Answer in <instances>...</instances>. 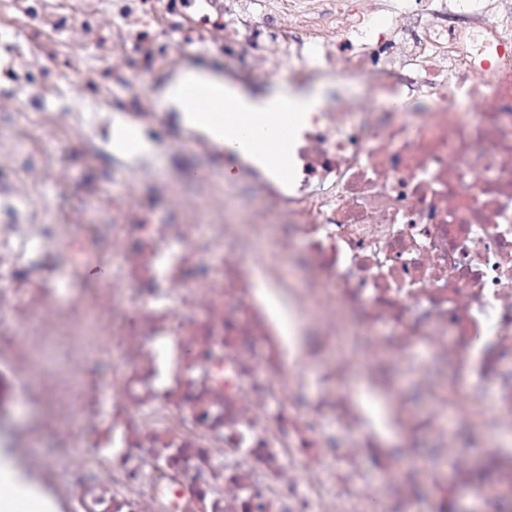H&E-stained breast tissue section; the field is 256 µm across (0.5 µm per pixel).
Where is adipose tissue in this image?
<instances>
[{
  "label": "adipose tissue",
  "mask_w": 512,
  "mask_h": 512,
  "mask_svg": "<svg viewBox=\"0 0 512 512\" xmlns=\"http://www.w3.org/2000/svg\"><path fill=\"white\" fill-rule=\"evenodd\" d=\"M202 88L230 115L225 128L224 140L244 152L253 141L245 136V129L270 131L280 121V110L290 112H315L325 102L324 92L319 87L289 88L274 85L261 98H250L246 93L225 86L223 79L207 70H190L176 78L163 92L165 104L180 112L183 121L203 130L209 128L207 113L197 111L188 96L189 89Z\"/></svg>",
  "instance_id": "1"
}]
</instances>
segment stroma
I'll list each match as a JSON object with an SVG mask.
<instances>
[{"label": "stroma", "instance_id": "1", "mask_svg": "<svg viewBox=\"0 0 512 512\" xmlns=\"http://www.w3.org/2000/svg\"><path fill=\"white\" fill-rule=\"evenodd\" d=\"M57 2L49 23L73 31L71 48L46 42L37 28L27 30L18 46H0V116L23 105L41 108L51 86L64 91L46 114L43 137L35 141L36 156L52 154L53 167L28 188L30 197H52L49 223H73L72 210L82 199L98 205L85 213V223L124 225L136 242L141 225L193 223L194 211L174 208L176 200L187 195L206 210L208 219L223 222L224 193L230 185L224 157L205 139L181 146L187 129L179 113L164 106L161 93L186 69L209 67L226 76L251 69L250 59L221 51L177 56L155 27L146 25L140 29L142 50L117 65L112 17L127 0H104L92 12L82 0ZM32 44L42 45L40 56L29 53ZM144 109L150 116L141 120V130L155 151L151 170L140 172L113 152L110 133L117 122ZM490 454L481 432L458 434L443 418L412 444L402 435L379 439L354 469L344 449H327L324 487L332 489L341 479L353 485L376 484L394 471L399 482L384 488L382 499L358 501V512H430L445 495L456 499L459 512H489L476 492L457 486L456 472L448 468L446 458L454 456L459 465L471 468Z\"/></svg>", "mask_w": 512, "mask_h": 512}]
</instances>
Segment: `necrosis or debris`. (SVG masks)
<instances>
[{"label":"necrosis or debris","mask_w":512,"mask_h":512,"mask_svg":"<svg viewBox=\"0 0 512 512\" xmlns=\"http://www.w3.org/2000/svg\"><path fill=\"white\" fill-rule=\"evenodd\" d=\"M224 17V44L263 73L287 69L362 83L289 126L288 172L231 157L260 210L210 227L224 243L218 295L184 277L187 228L148 224L0 225V370L24 412L0 447L51 512H355L367 485L310 494L312 458L287 493L260 484L295 470L291 448L374 446L376 419L350 393L303 398L285 385L309 323L337 332L342 361L370 376L385 359L451 365L432 417L491 440L512 426V10L484 0H200ZM169 0L118 15L115 48L139 47L142 21ZM477 120L463 117V109ZM115 271L85 286L61 252ZM138 316L127 320L130 298ZM123 358L113 367V353ZM491 385L490 399L469 380ZM332 407V418L323 410ZM56 456L32 452V437ZM256 460L229 464L225 449Z\"/></svg>","instance_id":"1"}]
</instances>
